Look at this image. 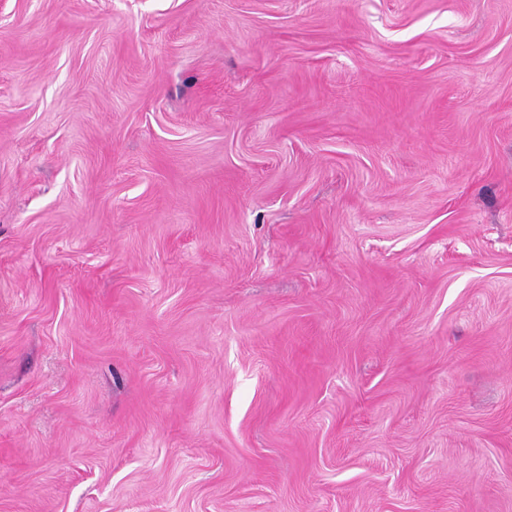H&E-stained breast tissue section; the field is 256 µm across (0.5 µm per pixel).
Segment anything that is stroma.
I'll return each mask as SVG.
<instances>
[{
	"mask_svg": "<svg viewBox=\"0 0 512 512\" xmlns=\"http://www.w3.org/2000/svg\"><path fill=\"white\" fill-rule=\"evenodd\" d=\"M0 512H512V0H0Z\"/></svg>",
	"mask_w": 512,
	"mask_h": 512,
	"instance_id": "stroma-1",
	"label": "stroma"
}]
</instances>
